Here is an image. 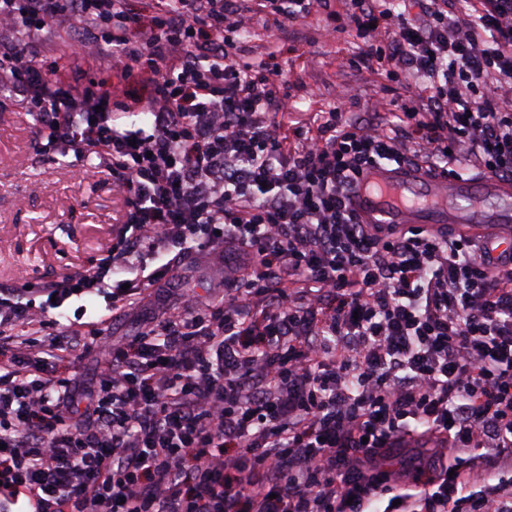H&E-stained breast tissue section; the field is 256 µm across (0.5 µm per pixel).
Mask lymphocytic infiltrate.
I'll list each match as a JSON object with an SVG mask.
<instances>
[{
  "label": "lymphocytic infiltrate",
  "mask_w": 512,
  "mask_h": 512,
  "mask_svg": "<svg viewBox=\"0 0 512 512\" xmlns=\"http://www.w3.org/2000/svg\"><path fill=\"white\" fill-rule=\"evenodd\" d=\"M0 0V97L43 141L93 158L124 213L95 268L0 287V498L35 512H512V256L412 224H363V168L405 161L512 179V0ZM354 28L357 64L406 84L369 122L303 117L260 20ZM65 25L70 66L107 55L112 90L45 74L34 33ZM418 74L420 84L406 78ZM394 112L396 121L382 122ZM147 114L143 126L120 117ZM203 249L224 302L164 312L113 346L100 391L63 368L85 333L20 300L163 288ZM82 410L74 420L65 414ZM423 451L418 473L392 449Z\"/></svg>",
  "instance_id": "obj_1"
}]
</instances>
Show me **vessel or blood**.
<instances>
[{"label":"vessel or blood","mask_w":512,"mask_h":512,"mask_svg":"<svg viewBox=\"0 0 512 512\" xmlns=\"http://www.w3.org/2000/svg\"><path fill=\"white\" fill-rule=\"evenodd\" d=\"M348 206L365 224L472 229L497 252H512V182L497 177H433L413 164L378 162L365 170Z\"/></svg>","instance_id":"b4317fda"}]
</instances>
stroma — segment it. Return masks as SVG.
Instances as JSON below:
<instances>
[{
  "instance_id": "obj_1",
  "label": "stroma",
  "mask_w": 512,
  "mask_h": 512,
  "mask_svg": "<svg viewBox=\"0 0 512 512\" xmlns=\"http://www.w3.org/2000/svg\"><path fill=\"white\" fill-rule=\"evenodd\" d=\"M322 24L315 14L286 35L274 25H258L246 37L250 58H266L269 46H276V61L293 87L298 111L328 110L336 102L337 86L343 85L350 90L343 105L348 118H366L386 80L371 69L348 68L346 61L358 54L360 39L349 31L325 40ZM38 130L36 116L0 99V284L13 282L22 272L49 281L95 265L103 246L112 241L110 230L120 210L109 176L92 175L84 159L72 153H37ZM190 296L212 304L224 300L223 286L193 255L181 259L161 299L147 297L139 308L114 310L102 295L83 294L49 310L48 318L61 326L78 322L99 332L87 346L68 353L79 389H100L99 367L109 344L131 340L162 304L179 305Z\"/></svg>"
}]
</instances>
